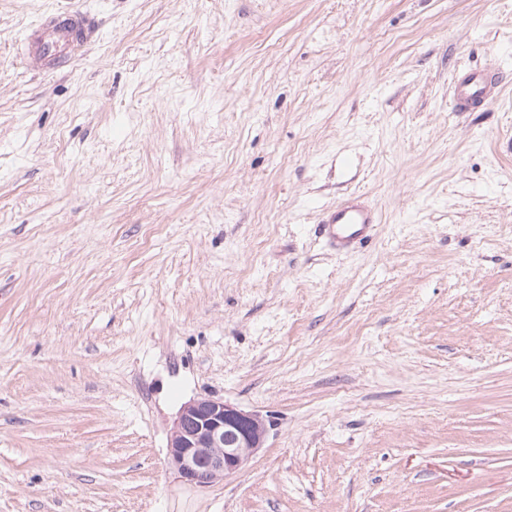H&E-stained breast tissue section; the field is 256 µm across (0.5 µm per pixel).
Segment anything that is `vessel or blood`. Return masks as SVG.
<instances>
[{
    "label": "vessel or blood",
    "instance_id": "vessel-or-blood-1",
    "mask_svg": "<svg viewBox=\"0 0 512 512\" xmlns=\"http://www.w3.org/2000/svg\"><path fill=\"white\" fill-rule=\"evenodd\" d=\"M94 35V27L86 14L74 12L60 18L43 17L30 27L24 41L29 49L39 51L56 67H63L76 57ZM494 77L485 69L466 68L453 76L450 109L454 112H476L483 108ZM378 221L376 212L360 195H351L327 212L320 232L329 244L339 250L366 241Z\"/></svg>",
    "mask_w": 512,
    "mask_h": 512
}]
</instances>
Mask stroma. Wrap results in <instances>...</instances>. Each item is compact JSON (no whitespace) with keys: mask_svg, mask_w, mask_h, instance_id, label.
<instances>
[{"mask_svg":"<svg viewBox=\"0 0 512 512\" xmlns=\"http://www.w3.org/2000/svg\"><path fill=\"white\" fill-rule=\"evenodd\" d=\"M510 139L512 0H0V512H512ZM206 395L273 425L195 487ZM94 35V26L86 14L73 12L64 19L48 15L30 27L24 42L28 50L39 51L57 68L76 57ZM493 80V74L485 69L458 70L453 76L450 110L453 112L481 110L492 88ZM377 221L376 212L361 195H350L325 214L320 232L336 250H347L366 241Z\"/></svg>","mask_w":512,"mask_h":512,"instance_id":"stroma-1","label":"stroma"}]
</instances>
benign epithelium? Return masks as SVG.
<instances>
[{
    "label": "benign epithelium",
    "mask_w": 512,
    "mask_h": 512,
    "mask_svg": "<svg viewBox=\"0 0 512 512\" xmlns=\"http://www.w3.org/2000/svg\"><path fill=\"white\" fill-rule=\"evenodd\" d=\"M269 423L214 396L180 409L170 434L169 464L185 482L206 487L239 471L263 447Z\"/></svg>",
    "instance_id": "7a95c632"
}]
</instances>
